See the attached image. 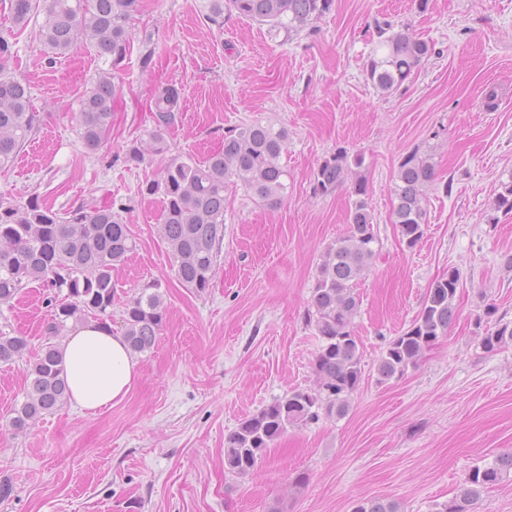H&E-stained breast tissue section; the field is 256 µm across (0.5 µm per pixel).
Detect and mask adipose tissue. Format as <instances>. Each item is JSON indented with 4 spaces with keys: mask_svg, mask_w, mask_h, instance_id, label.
Listing matches in <instances>:
<instances>
[{
    "mask_svg": "<svg viewBox=\"0 0 512 512\" xmlns=\"http://www.w3.org/2000/svg\"><path fill=\"white\" fill-rule=\"evenodd\" d=\"M61 360L72 401L91 412L122 402L139 375L124 336L94 322L64 340Z\"/></svg>",
    "mask_w": 512,
    "mask_h": 512,
    "instance_id": "ef3b65f1",
    "label": "adipose tissue"
}]
</instances>
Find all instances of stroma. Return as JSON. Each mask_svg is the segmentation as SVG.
Masks as SVG:
<instances>
[{
	"label": "stroma",
	"mask_w": 512,
	"mask_h": 512,
	"mask_svg": "<svg viewBox=\"0 0 512 512\" xmlns=\"http://www.w3.org/2000/svg\"><path fill=\"white\" fill-rule=\"evenodd\" d=\"M408 26L436 54L391 96L366 78L376 23ZM131 48L116 80L109 139L86 150L82 96L109 64L85 43L48 61L34 27L12 31L15 73L40 115L9 169L0 197L37 200L66 213L111 206L136 242L113 275L123 330L125 299L160 283L165 321L156 347L137 357L139 376L112 408L73 403L22 433L8 426L26 364L0 363V512H351L364 498L435 512L475 466L512 452V342L484 353L479 330L512 322V212L495 205L512 180V0H334L316 30L269 36L237 16L209 29L202 0H139ZM152 50L143 67L144 50ZM178 90L172 153L206 157L228 130L256 120L288 130L282 162L288 194L271 208L242 187L224 192V241L210 288L175 278L159 233L162 205L138 192L162 160L130 161L147 143L155 87ZM496 88L495 104L485 92ZM364 157L379 253L358 292L354 327L365 379L349 413L288 429L249 475L224 468V439L239 423L294 390L316 392L319 340L307 321L316 266L348 230V186L313 192L318 164L338 149ZM430 156L422 240L407 248L393 222L397 169ZM458 267V315L417 367L379 381L387 343L417 315L432 282ZM32 284L0 306V330L46 343L52 309ZM303 488H294L297 475Z\"/></svg>",
	"instance_id": "stroma-1"
}]
</instances>
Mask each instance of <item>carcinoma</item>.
Listing matches in <instances>:
<instances>
[{"instance_id": "carcinoma-1", "label": "carcinoma", "mask_w": 512, "mask_h": 512, "mask_svg": "<svg viewBox=\"0 0 512 512\" xmlns=\"http://www.w3.org/2000/svg\"><path fill=\"white\" fill-rule=\"evenodd\" d=\"M14 26L26 27L36 13L43 15L38 38L48 59L64 57L79 42L110 59L111 70L99 73L84 93L78 122L84 147L97 150L111 126L112 101L120 91L112 71L120 69L130 49V19L137 0H0ZM333 0H203V17L217 30L224 29V13L268 26L271 34L289 37L314 27L330 13ZM377 44L367 66V78L384 96L403 83L435 54V47L416 37L409 28L394 29L391 22L375 25ZM14 44L0 35V166L13 162L36 132L30 91L11 72ZM181 109L179 92L159 90L154 98V127L148 132L151 149L168 153L165 133ZM288 130L260 121L242 124L224 136V148L206 160L173 156L158 177L140 187L144 196L162 199L160 234L169 246L177 281L198 293L210 288L224 241V189L241 183L253 198L278 205L288 189V171L281 156ZM359 154L341 149L325 159L315 175L313 191L327 195L353 175L347 233L323 252L309 299L307 321L314 326L319 347L313 372L320 394L295 390L274 400L242 421L224 440V468L245 476L254 471L274 442L290 427L305 426L324 416H345L363 380L364 365L353 319L360 303L357 288L369 270L379 245L374 215L367 198L365 177L355 173L363 166ZM428 156L414 152L399 164L394 183V223L409 248L422 239L427 224V187L434 182ZM135 249L128 227L110 207L82 208L62 216L33 200L24 205L0 199V305H9L27 285L55 290L47 300L53 314L47 333L56 337L68 321L92 317L105 324L112 317L116 286L112 272ZM462 275L448 268V277L428 288L411 326L391 339L377 363L379 381L403 376L417 364L426 349L448 332L455 318L456 297ZM163 294L159 285L142 289L124 303L123 336L130 351L141 354L154 348L163 322ZM512 342V325L505 322L480 336L479 345L493 353ZM29 353L22 336L0 331V362L21 359ZM22 398L11 410L9 425L26 431L38 419L53 413L68 399L60 367V349L47 342L29 361ZM512 476V452L474 467L459 496L438 505L437 512H475L482 493ZM353 512H400L396 501L362 499Z\"/></svg>"}]
</instances>
